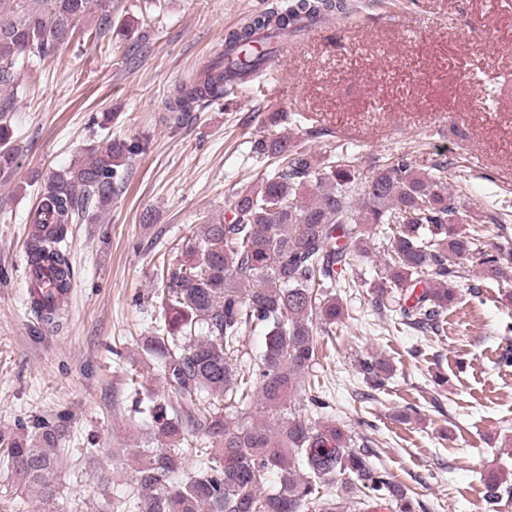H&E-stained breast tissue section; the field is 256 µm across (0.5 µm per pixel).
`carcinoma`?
<instances>
[{
  "mask_svg": "<svg viewBox=\"0 0 512 512\" xmlns=\"http://www.w3.org/2000/svg\"><path fill=\"white\" fill-rule=\"evenodd\" d=\"M347 13L346 0H284L254 15L226 37L244 52L238 65L259 73L265 53L252 50L259 28L284 30L301 17ZM105 34L127 26L112 16V0H0V174L17 165L18 145L10 124L19 94V64L43 62L69 46L78 26ZM238 89L218 83L212 72L178 86L168 111L183 123L190 114ZM139 137L109 140L86 149L85 158L53 172L37 209L38 224L54 229L33 248L35 262L51 276L44 300L29 293L36 319L55 322L71 288L66 252L67 225L112 199L125 167L146 151ZM255 157L276 166L255 183L231 194L225 216L205 224L201 238L182 259L162 263V322L138 338L160 371L168 396L139 397L132 411L144 416L157 446L135 453L129 487L105 499V512H344L343 502L319 495L318 485L333 474L350 477L349 495L361 512L383 499L396 512H415L404 490L352 449V438L332 422L315 421L289 410L301 379L317 360L318 324L343 319L336 297V267L365 252L367 226L387 224L388 258L375 285L378 313H399L398 325L423 335L446 333L443 313L457 300L448 281L467 261L493 278L499 254L478 249V231L465 228L469 215L450 193L446 166H417L396 155L366 176L346 151L316 156L295 145L283 129L252 145ZM264 330L259 361L241 365L242 336ZM374 390L392 378L394 366L381 359L360 364ZM261 401L264 422L244 411ZM19 436L0 431V467L15 486L34 488L52 504L53 482L64 449L59 427L37 418ZM206 438V447H186L188 436ZM280 471L279 486L264 480ZM487 502L512 485L492 474Z\"/></svg>",
  "mask_w": 512,
  "mask_h": 512,
  "instance_id": "cac0c4a2",
  "label": "carcinoma"
}]
</instances>
